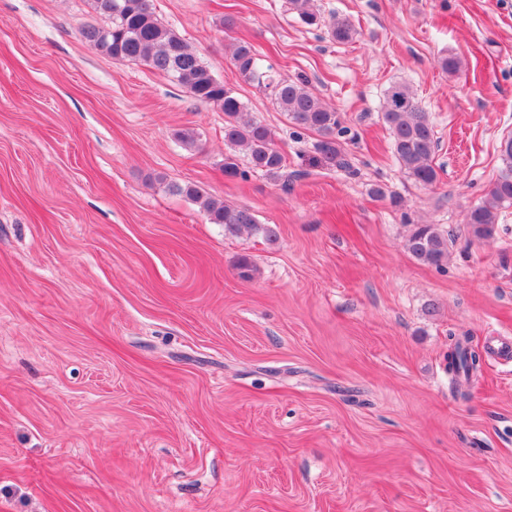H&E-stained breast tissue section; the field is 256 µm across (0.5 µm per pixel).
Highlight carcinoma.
<instances>
[{
  "mask_svg": "<svg viewBox=\"0 0 512 512\" xmlns=\"http://www.w3.org/2000/svg\"><path fill=\"white\" fill-rule=\"evenodd\" d=\"M94 10L108 18L107 26H88L81 31L85 40L102 54L119 61L143 63L181 85L195 101L224 112V142L230 151L224 154V175L247 178L241 169L237 151H243L250 168L275 180L288 183L286 157L276 145L271 129L250 118L245 104L218 80L196 51L173 29L162 24L152 11L150 0H92ZM289 9L308 26L325 27L337 42L351 41L356 30L345 18L322 16L314 0H288ZM237 74L246 81L272 89L274 103L298 127L317 132L316 145L324 162L350 168L338 147L337 137L345 133L336 110L308 91L300 81L277 79L263 70L251 44L239 42L232 54ZM382 119L387 125L393 153L405 175L424 188L434 186L438 171L434 163L438 143L429 114L410 86L395 82L385 91ZM502 168L487 189L481 203L466 216L470 234L476 239L492 237L499 215L512 206V136L500 143ZM169 191L202 204L208 221L224 225V233L262 232L269 242L277 240L276 229L262 225L248 208L234 207L209 196L198 185L171 183ZM406 249L419 262L445 268L448 262V234L433 224H417L406 240ZM448 371L453 383L468 382L480 366V355L467 341L450 336Z\"/></svg>",
  "mask_w": 512,
  "mask_h": 512,
  "instance_id": "carcinoma-1",
  "label": "carcinoma"
}]
</instances>
